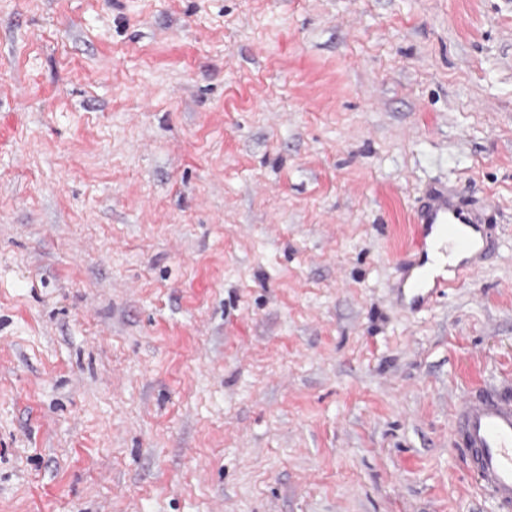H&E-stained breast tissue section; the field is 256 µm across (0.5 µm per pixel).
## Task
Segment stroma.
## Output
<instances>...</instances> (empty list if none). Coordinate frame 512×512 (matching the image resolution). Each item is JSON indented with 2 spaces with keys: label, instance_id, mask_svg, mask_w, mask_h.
<instances>
[{
  "label": "stroma",
  "instance_id": "35a3bbf8",
  "mask_svg": "<svg viewBox=\"0 0 512 512\" xmlns=\"http://www.w3.org/2000/svg\"><path fill=\"white\" fill-rule=\"evenodd\" d=\"M510 382L512 0H0V512H497ZM412 224L419 229L412 242V249L422 254L419 266L423 269L408 284L407 294L416 309L436 301L445 289L455 288L474 269L466 266L467 259L457 258L483 251L484 234L480 224H487L469 212L460 202L448 196V190L434 189L427 193L412 214ZM431 254L441 263L446 261L447 270L454 276L445 278L424 268ZM454 444L498 508H512V392L472 391L454 408Z\"/></svg>",
  "mask_w": 512,
  "mask_h": 512
}]
</instances>
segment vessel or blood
<instances>
[{"label": "vessel or blood", "mask_w": 512, "mask_h": 512, "mask_svg": "<svg viewBox=\"0 0 512 512\" xmlns=\"http://www.w3.org/2000/svg\"><path fill=\"white\" fill-rule=\"evenodd\" d=\"M412 221L419 226L413 251L453 270L446 277L425 268L412 279L407 294L420 309L471 274L461 258L482 251L484 234L480 218L440 189L427 193ZM452 439L500 512H512V392L492 388L462 396L454 408Z\"/></svg>", "instance_id": "1"}]
</instances>
